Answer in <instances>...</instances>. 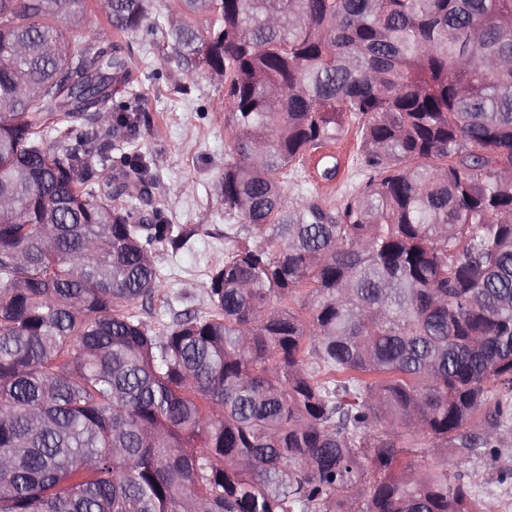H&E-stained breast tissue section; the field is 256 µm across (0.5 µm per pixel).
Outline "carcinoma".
Instances as JSON below:
<instances>
[{"instance_id": "obj_1", "label": "carcinoma", "mask_w": 512, "mask_h": 512, "mask_svg": "<svg viewBox=\"0 0 512 512\" xmlns=\"http://www.w3.org/2000/svg\"><path fill=\"white\" fill-rule=\"evenodd\" d=\"M173 3L103 15L224 82L238 243L156 334L197 229L141 209L124 47L0 0V512H494L460 466L512 423V0ZM352 118L358 188L286 198Z\"/></svg>"}]
</instances>
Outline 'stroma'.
<instances>
[{"label":"stroma","mask_w":512,"mask_h":512,"mask_svg":"<svg viewBox=\"0 0 512 512\" xmlns=\"http://www.w3.org/2000/svg\"><path fill=\"white\" fill-rule=\"evenodd\" d=\"M159 39V33L147 28L123 38L130 75L121 100L143 117L135 146L145 155L155 182L148 209L163 211L169 223L196 226L198 234L191 248L156 253L160 276L154 314L148 320L156 331L176 314L207 311L203 284L210 268L222 263L232 246L224 237L228 221L220 203L228 140L224 87L203 73H185L173 52L158 50ZM326 151L339 160L336 179L321 181L317 158L309 156L304 171L289 176L284 187L288 197L305 194L328 200L357 187L354 133ZM506 468H512V446L502 448L495 458H471L464 467L472 489L492 502L497 512H512V482L498 480Z\"/></svg>","instance_id":"35a3bbf8"}]
</instances>
